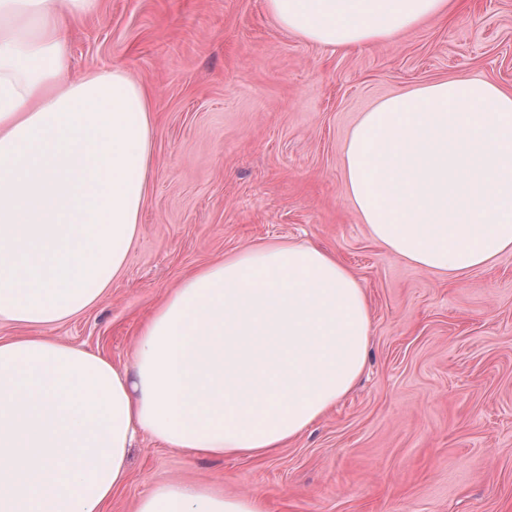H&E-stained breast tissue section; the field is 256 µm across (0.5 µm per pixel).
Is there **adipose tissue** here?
Here are the masks:
<instances>
[{"mask_svg": "<svg viewBox=\"0 0 512 512\" xmlns=\"http://www.w3.org/2000/svg\"><path fill=\"white\" fill-rule=\"evenodd\" d=\"M283 29L336 49L388 41L451 0H265ZM100 0H0V512H101L146 433L212 457L265 456L345 396L370 310L328 251L275 242L185 279L141 330L131 368L38 335L111 288L138 235L155 104L118 67L71 77L69 31ZM344 181L372 237L461 276L512 250V93L477 76L382 100L347 141ZM136 512H265L199 483Z\"/></svg>", "mask_w": 512, "mask_h": 512, "instance_id": "obj_1", "label": "adipose tissue"}]
</instances>
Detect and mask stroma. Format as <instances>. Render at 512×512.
Listing matches in <instances>:
<instances>
[{
    "instance_id": "obj_1",
    "label": "stroma",
    "mask_w": 512,
    "mask_h": 512,
    "mask_svg": "<svg viewBox=\"0 0 512 512\" xmlns=\"http://www.w3.org/2000/svg\"><path fill=\"white\" fill-rule=\"evenodd\" d=\"M456 9L335 51L280 28L265 0H101L70 30L72 73L119 67L153 92L154 167L122 275L39 333L131 366L167 293L275 241L336 255L366 290L353 390L275 453L213 458L140 435L103 512L157 483L255 494L266 512H512V250L460 277L378 244L343 177L348 136L382 99L481 76L512 92V0Z\"/></svg>"
}]
</instances>
